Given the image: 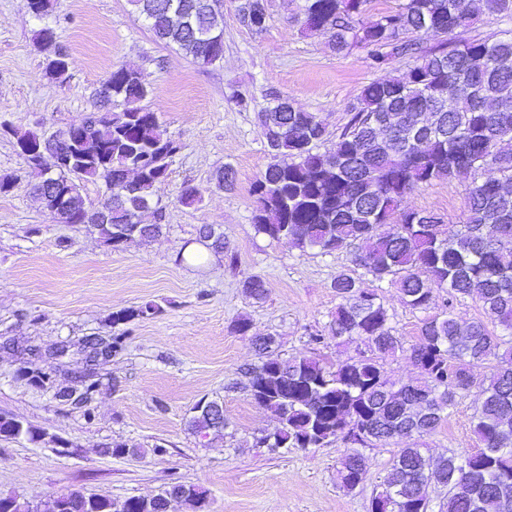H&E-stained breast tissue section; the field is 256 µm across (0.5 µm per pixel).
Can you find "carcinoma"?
Masks as SVG:
<instances>
[{"label":"carcinoma","instance_id":"obj_1","mask_svg":"<svg viewBox=\"0 0 512 512\" xmlns=\"http://www.w3.org/2000/svg\"><path fill=\"white\" fill-rule=\"evenodd\" d=\"M154 40L173 43L194 62L213 65L224 55V32L216 39L200 33L217 20L222 0H128ZM371 0H304V32L322 35L341 52L353 46L368 50L377 64L410 61L391 80L366 84L345 130L321 152L326 130L319 116L278 102L258 113L270 162L257 180L254 224L258 232L285 241L302 252L322 255L357 248L355 263L371 277L364 288L350 274L333 279L339 303L332 314L338 339L364 346L359 356L327 368L312 357L270 360L251 372V396L271 412L279 428L257 443L308 450L341 441L348 445L340 479L348 490L366 477L369 460L357 449L373 443H398V449L371 497L369 512H432L429 489L444 490L440 512H512V110L492 107L500 93L512 95L509 38L462 39L426 45L421 31L439 38L468 30L476 19L474 0H403L373 21L363 20ZM483 11L512 16V0H481ZM240 11L248 27L266 23L264 0H244ZM44 59L61 57L48 78L59 85L69 79L70 55L55 40L53 28L36 35ZM151 92L138 71L112 68L98 91L99 107L57 133L12 131L14 138L40 149L41 161L19 155L34 181L30 191L60 224L84 225L107 245L124 248L162 233V224H141L134 207L147 204L162 217L158 189L173 161L168 136L156 113L139 106ZM80 145L99 149L103 160L76 170L56 169L51 157ZM490 168L496 175L472 182L468 214L462 224L447 226L439 214L402 207L419 186ZM102 182V222H82L58 203L64 185L84 204L81 184ZM389 226L386 232L380 231ZM197 237L213 252L224 249V232L203 224ZM399 290L412 310L426 313L435 292L472 297L484 318L460 321L452 311L422 319L418 342L405 347L391 326L379 288ZM158 307L147 303L113 316L118 324L147 318ZM409 352L420 378L407 383L386 375L384 361ZM493 362L477 379L473 369ZM98 380L90 372L83 389L62 397L84 408ZM476 390L473 432L479 448L450 453L430 464L412 439L435 432L451 414L460 393ZM189 428L205 438L227 427L199 405L192 407ZM0 437L38 442L42 434L0 416ZM181 495L197 512H208L207 491L172 484L156 496L110 498L80 491L32 504L0 495V512H166L169 497Z\"/></svg>","mask_w":512,"mask_h":512}]
</instances>
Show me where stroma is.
Listing matches in <instances>:
<instances>
[{
    "label": "stroma",
    "mask_w": 512,
    "mask_h": 512,
    "mask_svg": "<svg viewBox=\"0 0 512 512\" xmlns=\"http://www.w3.org/2000/svg\"><path fill=\"white\" fill-rule=\"evenodd\" d=\"M242 0H224V57L203 67L175 46L155 42L127 0H57L45 20L27 0H0V126L55 131L93 112L94 93L112 67L141 71L153 87L143 105L156 112L180 149L158 195L167 228L152 240L115 249L83 227L58 223L27 191L28 171L14 141L0 136V176L16 186L0 195V415L23 420L43 439L0 437V495L39 503L72 491L121 501L151 497L174 483L209 492V512H369L372 491L396 444L366 447L365 481L344 489L337 471L345 453L335 443L309 452H270L256 437L275 418L251 398L248 372L260 365L252 339L273 335L275 354L315 357L327 365L355 357L357 345L334 337L338 272L363 278L354 248L330 255L289 248L256 231V180L270 161L258 112L275 97L321 117L328 141L348 124L370 81L392 79L407 60L376 67L366 51L331 52L324 38L301 27L303 0H266V27L254 31L240 16ZM54 28L72 65L65 85L49 80L34 42L42 25ZM229 167L233 185L214 176ZM191 183L202 198L178 200ZM470 180L456 177L420 186L408 208L439 213L444 223L467 216ZM224 230V258L180 261L196 229ZM261 277L263 299L243 288ZM150 318L113 324L112 316L145 304ZM249 334L236 332L240 320ZM319 332L321 343L309 335ZM119 335L123 348L87 365L83 341ZM50 373L41 388L25 372ZM99 387L89 409L61 393L80 387L87 371ZM221 399L224 433L201 438L187 425L202 397ZM476 394L457 396L448 420L421 444L431 456L472 452ZM125 444L126 455L111 453ZM163 454H156V447Z\"/></svg>",
    "instance_id": "1"
}]
</instances>
